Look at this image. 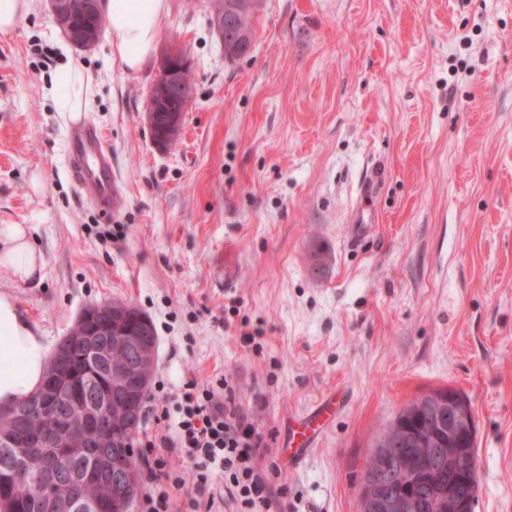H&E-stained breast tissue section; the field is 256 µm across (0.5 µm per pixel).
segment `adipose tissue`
I'll use <instances>...</instances> for the list:
<instances>
[{"label": "adipose tissue", "instance_id": "ef3b65f1", "mask_svg": "<svg viewBox=\"0 0 512 512\" xmlns=\"http://www.w3.org/2000/svg\"><path fill=\"white\" fill-rule=\"evenodd\" d=\"M168 10V0H108L112 54L125 69L136 72L144 67ZM50 83L57 111L79 119L89 94L85 75L62 66L52 72ZM44 267L45 258L30 225H0V272L14 283L32 284L41 279ZM49 359L45 337L19 314L13 298L0 292V407L12 406L37 391Z\"/></svg>", "mask_w": 512, "mask_h": 512}]
</instances>
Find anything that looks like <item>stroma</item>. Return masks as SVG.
<instances>
[{"label":"stroma","instance_id":"1","mask_svg":"<svg viewBox=\"0 0 512 512\" xmlns=\"http://www.w3.org/2000/svg\"><path fill=\"white\" fill-rule=\"evenodd\" d=\"M211 3L169 0L158 43L189 55L194 96L164 150L144 119L157 58L128 71L105 32L76 50L44 0L0 32V224L34 225L45 255L41 281L0 292L52 346L93 304L147 315L154 379L229 383L254 419L287 488L273 512H361L388 424L448 387L476 423L474 512H512V0H263L234 62ZM67 64L112 146L108 216L67 163L49 82ZM332 413V407H330L327 402H323L317 409L303 417V427L299 435L302 437V446L306 447L297 448L294 454L296 459L301 456L307 449V446H309L310 438L317 432L320 424L327 421ZM309 430L311 431L312 435L307 437V432Z\"/></svg>","mask_w":512,"mask_h":512}]
</instances>
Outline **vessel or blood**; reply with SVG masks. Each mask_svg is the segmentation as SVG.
<instances>
[{"label":"vessel or blood","mask_w":512,"mask_h":512,"mask_svg":"<svg viewBox=\"0 0 512 512\" xmlns=\"http://www.w3.org/2000/svg\"><path fill=\"white\" fill-rule=\"evenodd\" d=\"M67 161L83 192L95 199L103 211H111L112 152L103 133L83 121L72 126Z\"/></svg>","instance_id":"vessel-or-blood-1"}]
</instances>
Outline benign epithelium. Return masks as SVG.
<instances>
[{
    "label": "benign epithelium",
    "mask_w": 512,
    "mask_h": 512,
    "mask_svg": "<svg viewBox=\"0 0 512 512\" xmlns=\"http://www.w3.org/2000/svg\"><path fill=\"white\" fill-rule=\"evenodd\" d=\"M106 0H46L48 10L67 40L77 49L95 47L100 35ZM260 0H213L210 27L224 46L227 60L236 61L251 51V34L239 24L245 13H257ZM192 62L179 48L162 49L157 80L147 101L145 120L154 144L169 147L181 137L185 112L193 95ZM136 309L114 300L83 311L79 320L94 321L97 329L84 338V369L93 389L82 405H70L68 373L59 368L73 345L66 336L49 361V381L16 405L15 414L26 425L49 415L56 425L78 432L77 448H53L39 443L36 459L12 464L9 495L12 499L34 497L40 512H94L96 503L60 495L61 466L72 459L88 461L81 478L109 487L118 512H134L139 490L136 440L141 428L143 396L150 388L156 362V336L151 320L138 314L136 334L124 324ZM119 379L112 386L100 385L103 373ZM427 410L436 416L444 434L433 439L426 456L408 454L394 458L389 449L377 448V469L361 485L363 512H422L417 488L428 484L439 499L442 512H472L476 485L475 432L465 398L450 389L430 402ZM448 466V481L437 483L430 473Z\"/></svg>",
    "instance_id": "benign-epithelium-1"
}]
</instances>
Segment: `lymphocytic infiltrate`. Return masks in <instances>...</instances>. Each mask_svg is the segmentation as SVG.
Wrapping results in <instances>:
<instances>
[{
	"label": "lymphocytic infiltrate",
	"mask_w": 512,
	"mask_h": 512,
	"mask_svg": "<svg viewBox=\"0 0 512 512\" xmlns=\"http://www.w3.org/2000/svg\"><path fill=\"white\" fill-rule=\"evenodd\" d=\"M263 440L254 424L244 415L232 387H225L223 401H216L213 390L185 382L178 403L174 431L148 443L154 449L150 468L151 486L142 500L143 512H169V493L164 479L183 486L184 479L172 476L173 456L192 460L196 468L197 493L187 501L188 512H202V494L211 476L223 478L224 487L237 505V512H269L276 495L285 487H274L271 469L257 461Z\"/></svg>",
	"instance_id": "f902f5d3"
}]
</instances>
